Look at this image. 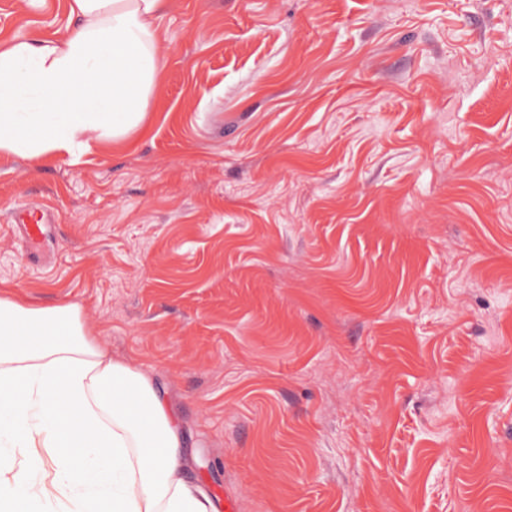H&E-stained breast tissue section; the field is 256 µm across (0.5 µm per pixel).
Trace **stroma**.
<instances>
[{
  "label": "stroma",
  "mask_w": 512,
  "mask_h": 512,
  "mask_svg": "<svg viewBox=\"0 0 512 512\" xmlns=\"http://www.w3.org/2000/svg\"><path fill=\"white\" fill-rule=\"evenodd\" d=\"M71 25L0 0V42ZM156 26L124 141L0 156V292L79 304L152 375L216 503L512 512V0H170ZM27 216L22 217L20 225H22L23 237L29 245L37 244L46 235L47 226L50 221L48 212L41 211L37 208L26 210Z\"/></svg>",
  "instance_id": "stroma-1"
}]
</instances>
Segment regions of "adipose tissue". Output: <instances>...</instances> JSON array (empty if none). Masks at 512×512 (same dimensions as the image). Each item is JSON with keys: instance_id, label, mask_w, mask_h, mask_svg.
I'll return each instance as SVG.
<instances>
[{"instance_id": "obj_1", "label": "adipose tissue", "mask_w": 512, "mask_h": 512, "mask_svg": "<svg viewBox=\"0 0 512 512\" xmlns=\"http://www.w3.org/2000/svg\"><path fill=\"white\" fill-rule=\"evenodd\" d=\"M169 0H68L74 26L49 41L0 45V154L37 162L89 132L120 141L143 118L161 68L154 21ZM54 480L0 452V512L53 501L77 512H218L188 477L180 422L151 377L115 358L75 304L0 294V436Z\"/></svg>"}]
</instances>
